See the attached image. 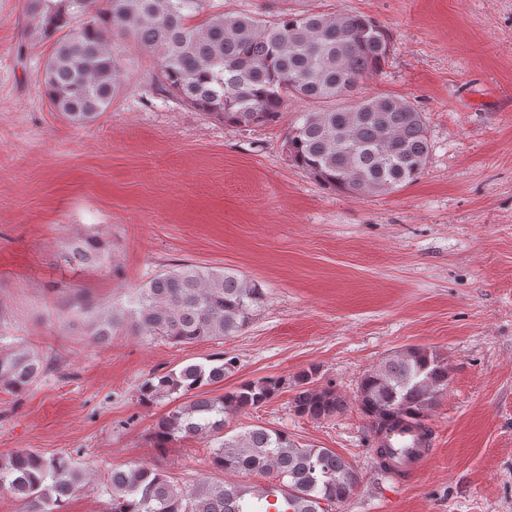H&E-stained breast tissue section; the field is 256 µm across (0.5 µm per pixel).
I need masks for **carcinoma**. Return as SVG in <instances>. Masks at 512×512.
<instances>
[{
    "instance_id": "cac0c4a2",
    "label": "carcinoma",
    "mask_w": 512,
    "mask_h": 512,
    "mask_svg": "<svg viewBox=\"0 0 512 512\" xmlns=\"http://www.w3.org/2000/svg\"><path fill=\"white\" fill-rule=\"evenodd\" d=\"M211 0H25L23 32L47 41L43 90L52 108L73 125L98 120L119 94L116 40L131 37L158 54L156 88L230 126L273 125L287 101L309 105L284 133L290 165L342 194L384 195L415 183L431 150L425 117L411 101L365 94L364 83L383 72L391 54L388 30L362 14L325 11L259 14L212 11ZM95 236L72 239L61 261L80 267L110 260ZM265 299L262 285L229 269L183 265L134 289L127 309H103L86 298L72 301L80 319L92 317L101 342L129 319L142 336L187 345L242 332ZM234 360L224 353L203 362L147 376L138 400L152 404L173 395L187 399L153 427L154 447L199 437L210 443L211 465L225 473L258 475L267 486L203 480L175 485L145 464L114 468L107 512H331L348 500L360 476L328 448L300 446L284 432L254 426L228 429L231 416L273 399L282 380L246 381L220 395L208 387L224 381ZM43 358L0 347V385L23 394L45 372ZM448 359L408 346L361 377L356 399L374 434L377 467L401 473L406 454L391 448L396 429L414 432L415 450L431 435L425 426L448 387ZM295 413L335 416L345 399L320 383L319 370L295 380ZM87 474L67 454L21 449L0 461V490L24 502L23 512H65Z\"/></svg>"
}]
</instances>
